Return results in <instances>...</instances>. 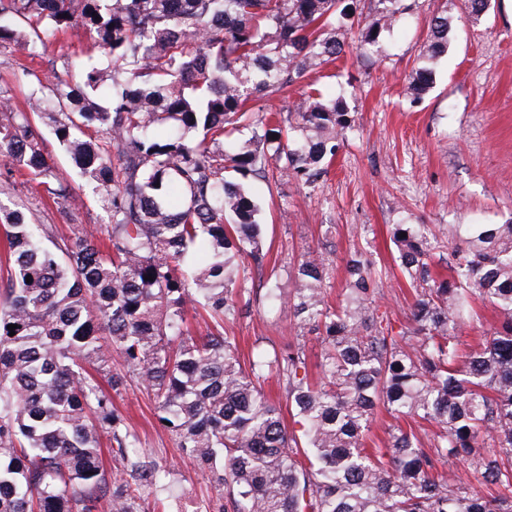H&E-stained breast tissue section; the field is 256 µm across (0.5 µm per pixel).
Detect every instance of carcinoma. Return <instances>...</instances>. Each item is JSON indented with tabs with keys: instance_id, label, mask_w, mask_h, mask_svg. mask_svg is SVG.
<instances>
[{
	"instance_id": "obj_1",
	"label": "carcinoma",
	"mask_w": 512,
	"mask_h": 512,
	"mask_svg": "<svg viewBox=\"0 0 512 512\" xmlns=\"http://www.w3.org/2000/svg\"><path fill=\"white\" fill-rule=\"evenodd\" d=\"M360 3L0 0V52L34 59L50 37L81 27L108 60L68 57L23 110L0 89V196L19 197L0 207V512H90L97 500L139 512L164 470L132 451L112 402L128 377L153 393L159 421L232 512H512V219L466 226L447 260L428 225H391L396 265L415 291L398 330L376 303L388 272L365 251L345 258L336 306L329 258L303 252L288 315L319 334L318 382L301 345L246 366L225 330L250 303L245 273L263 274L270 251L252 181L271 182L273 164L315 188L355 127L345 98L316 88L286 114L247 103L287 93L356 38L377 45L408 12L402 0H371L373 18L357 27ZM448 32V16L430 20L426 65L407 86L415 101ZM46 132L106 213L104 235L60 236L36 222L43 201L67 216L80 196L55 173ZM236 132L248 138L224 142ZM16 168L38 196L21 197ZM195 252L206 261L189 272ZM476 296L493 305L495 325L467 350L459 329ZM191 312L205 313V335H184ZM114 352L124 372L104 386L97 374ZM271 376L291 426L264 394ZM380 407L434 429L395 425L370 451ZM453 459L473 483L455 481Z\"/></svg>"
}]
</instances>
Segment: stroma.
Wrapping results in <instances>:
<instances>
[{"label": "stroma", "instance_id": "stroma-1", "mask_svg": "<svg viewBox=\"0 0 512 512\" xmlns=\"http://www.w3.org/2000/svg\"><path fill=\"white\" fill-rule=\"evenodd\" d=\"M412 3L378 47L348 52L304 76L324 93L343 95L356 128L316 191H299L283 176L262 198L274 280L283 294L293 289L296 257L314 249L333 260L327 292L336 298L344 259L367 224L376 232L368 253L389 266L390 225H431L450 250L455 225L512 218V0H491L477 23L468 19L464 0ZM441 12L451 24L448 54L434 66L432 88L413 105L404 91L421 63L427 22ZM266 292V286H255L249 307L228 328L243 358L255 348L298 343L312 377H319L317 334L299 328L286 309L268 302ZM112 400L138 438L137 452L169 471L163 487L142 500L141 512H184L202 504L222 512L226 494L177 448L158 419L152 393L130 380Z\"/></svg>", "mask_w": 512, "mask_h": 512}]
</instances>
